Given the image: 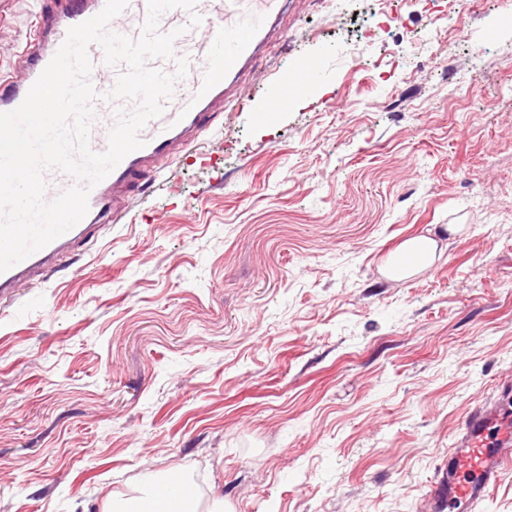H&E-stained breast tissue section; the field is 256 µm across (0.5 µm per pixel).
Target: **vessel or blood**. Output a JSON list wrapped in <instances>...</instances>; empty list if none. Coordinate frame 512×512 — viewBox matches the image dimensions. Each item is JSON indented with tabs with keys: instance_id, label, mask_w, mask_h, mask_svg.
I'll return each instance as SVG.
<instances>
[{
	"instance_id": "obj_1",
	"label": "vessel or blood",
	"mask_w": 512,
	"mask_h": 512,
	"mask_svg": "<svg viewBox=\"0 0 512 512\" xmlns=\"http://www.w3.org/2000/svg\"><path fill=\"white\" fill-rule=\"evenodd\" d=\"M288 0H197L194 11L173 9L164 13L159 29H180L174 42L175 57L158 61L157 66L171 72L175 60L187 58L188 71L177 82L173 95L163 103L160 117L151 120L140 132L141 148L127 155L89 194L86 216L69 231L0 273V300L17 296L36 275L47 271L77 242L104 224L120 223L123 200L133 187H149L157 172L155 161L169 158L192 146L210 128L214 107L224 100V84L236 77L253 58L268 35L272 19L282 12ZM106 0H42L34 43L24 56L22 77L0 79V112L16 109L29 89L54 57L70 27L102 11ZM202 18L191 26L192 14ZM147 17V0H128L126 9L111 20L112 32L138 38ZM93 62L91 82L99 97L90 131V147L101 153L108 147V135L115 122L116 102L104 100L112 89L118 68L104 64L99 45L88 48ZM295 89L281 83L277 96L258 115L264 122L277 121L288 110ZM512 466V421L503 420L497 411L479 408L464 420L456 448L448 453V469L439 481L434 496L449 512H477L491 487Z\"/></svg>"
}]
</instances>
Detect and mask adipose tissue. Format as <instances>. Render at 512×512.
<instances>
[{
  "label": "adipose tissue",
  "mask_w": 512,
  "mask_h": 512,
  "mask_svg": "<svg viewBox=\"0 0 512 512\" xmlns=\"http://www.w3.org/2000/svg\"><path fill=\"white\" fill-rule=\"evenodd\" d=\"M457 225L436 224L427 233L405 240L390 254L382 269L383 275L398 281L428 271L438 258L439 240L456 233ZM122 512H198L188 502V488L174 481L168 484L164 493L155 490L140 492L125 500Z\"/></svg>",
  "instance_id": "adipose-tissue-1"
}]
</instances>
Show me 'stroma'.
<instances>
[{
	"instance_id": "35a3bbf8",
	"label": "stroma",
	"mask_w": 512,
	"mask_h": 512,
	"mask_svg": "<svg viewBox=\"0 0 512 512\" xmlns=\"http://www.w3.org/2000/svg\"><path fill=\"white\" fill-rule=\"evenodd\" d=\"M36 0H0V72ZM306 58L315 90L259 121ZM512 23L499 0H289L127 215L0 313V512H435L512 381ZM459 224L393 282L403 240ZM156 484L147 491L124 501L122 512H198L197 501L193 500L188 508L187 485L178 481L170 482L163 494L155 492Z\"/></svg>"
}]
</instances>
